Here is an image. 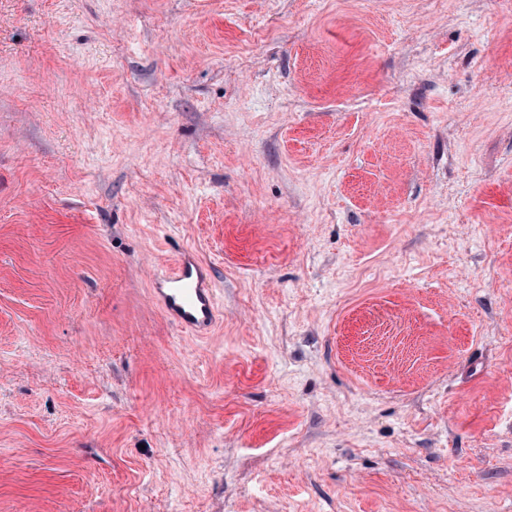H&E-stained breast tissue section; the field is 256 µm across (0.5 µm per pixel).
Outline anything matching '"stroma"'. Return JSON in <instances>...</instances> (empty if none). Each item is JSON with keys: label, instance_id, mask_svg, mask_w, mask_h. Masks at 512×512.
Listing matches in <instances>:
<instances>
[{"label": "stroma", "instance_id": "obj_1", "mask_svg": "<svg viewBox=\"0 0 512 512\" xmlns=\"http://www.w3.org/2000/svg\"><path fill=\"white\" fill-rule=\"evenodd\" d=\"M0 512H512V0H0ZM153 295L168 317L197 336L208 335L216 319V297L210 270L189 253L154 280Z\"/></svg>", "mask_w": 512, "mask_h": 512}]
</instances>
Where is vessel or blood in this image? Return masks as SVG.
Returning <instances> with one entry per match:
<instances>
[{"label": "vessel or blood", "instance_id": "vessel-or-blood-1", "mask_svg": "<svg viewBox=\"0 0 512 512\" xmlns=\"http://www.w3.org/2000/svg\"><path fill=\"white\" fill-rule=\"evenodd\" d=\"M153 295L168 317L198 336L208 335L216 319V297L209 269L190 254L154 280Z\"/></svg>", "mask_w": 512, "mask_h": 512}]
</instances>
